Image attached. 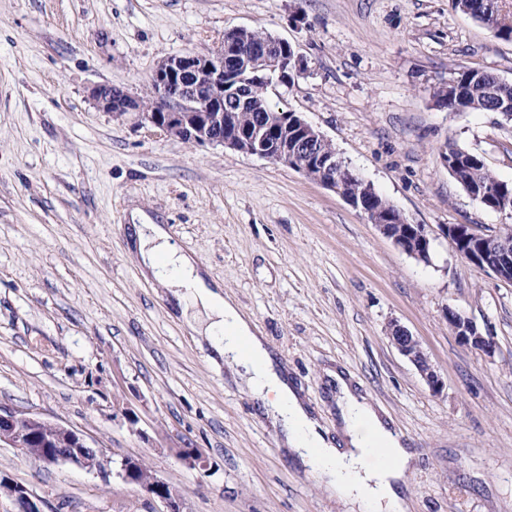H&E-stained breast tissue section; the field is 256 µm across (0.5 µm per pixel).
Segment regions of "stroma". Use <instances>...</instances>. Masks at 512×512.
<instances>
[{"instance_id":"obj_1","label":"stroma","mask_w":512,"mask_h":512,"mask_svg":"<svg viewBox=\"0 0 512 512\" xmlns=\"http://www.w3.org/2000/svg\"><path fill=\"white\" fill-rule=\"evenodd\" d=\"M288 41L309 70L269 89L317 128L413 224L424 263L334 192L288 166L191 147L100 111L90 91L137 97L167 56L205 54L226 30ZM462 69L512 82V41L451 0H0V408L136 456L184 512H346L289 454L261 401L212 357L167 288L145 278L142 213L195 253L248 315L327 440L347 437L342 373L414 455L407 512H512V281L458 254L451 224L495 234L449 174L446 144L512 182V121L452 112L434 93ZM491 336L463 345L447 310ZM398 321L444 387L433 394L391 345ZM198 448L208 472L187 468ZM0 475L43 512H163L118 478L0 447Z\"/></svg>"}]
</instances>
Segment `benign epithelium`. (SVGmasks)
Instances as JSON below:
<instances>
[{
	"mask_svg": "<svg viewBox=\"0 0 512 512\" xmlns=\"http://www.w3.org/2000/svg\"><path fill=\"white\" fill-rule=\"evenodd\" d=\"M252 30L237 27L224 32L221 45L208 54L186 52L163 59L151 76L153 101L140 98L110 85L92 89L97 107L116 118L133 114L138 125L161 130L170 138L193 146H222L246 155H256L271 162L296 168L297 158L306 155V167L300 169L307 178L345 199L363 213L379 231L402 251L425 263L430 261L431 243L424 224H412L396 207L371 208L372 199H356L342 192L347 179L357 175L333 149L326 150L328 139L298 113L265 106L261 123L249 131L232 126L225 112L228 102L243 98L257 81L268 87L286 85L307 70V60L290 43L272 36L261 43L251 40ZM478 198L500 213L512 216V202L503 185L476 188ZM443 235L454 249L473 264L486 268L498 277L512 275V251L504 242L512 238V229L503 234H477L469 224H453ZM448 324L460 341L491 352L492 338L482 335L477 326L456 311L447 309ZM391 345L406 357L438 394L443 383L419 340L398 321L387 326ZM17 448L25 456L37 458L45 465L68 463L101 473L115 474L146 497L158 500L165 512H183L182 499L166 492L167 483L152 474L149 480L137 478L138 459L111 458L101 447L89 444L81 432L58 423H50L37 414L0 408V446ZM180 460L191 469L205 470L206 457L197 448H183ZM14 498L19 512H43L41 500L28 489L0 476V492Z\"/></svg>",
	"mask_w": 512,
	"mask_h": 512,
	"instance_id": "1",
	"label": "benign epithelium"
}]
</instances>
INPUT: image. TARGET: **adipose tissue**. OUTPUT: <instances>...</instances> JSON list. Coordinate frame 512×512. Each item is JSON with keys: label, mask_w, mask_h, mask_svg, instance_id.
I'll use <instances>...</instances> for the list:
<instances>
[{"label": "adipose tissue", "mask_w": 512, "mask_h": 512, "mask_svg": "<svg viewBox=\"0 0 512 512\" xmlns=\"http://www.w3.org/2000/svg\"><path fill=\"white\" fill-rule=\"evenodd\" d=\"M132 230L143 275L168 287L181 307H195L189 327L206 336L214 355L241 368L242 380L279 424L288 449L311 473L359 512H405L396 487L412 455L371 407L340 383L341 416L352 448L342 453L332 447L279 373L250 318L206 279L199 258L172 243L164 225L143 222Z\"/></svg>", "instance_id": "obj_1"}]
</instances>
